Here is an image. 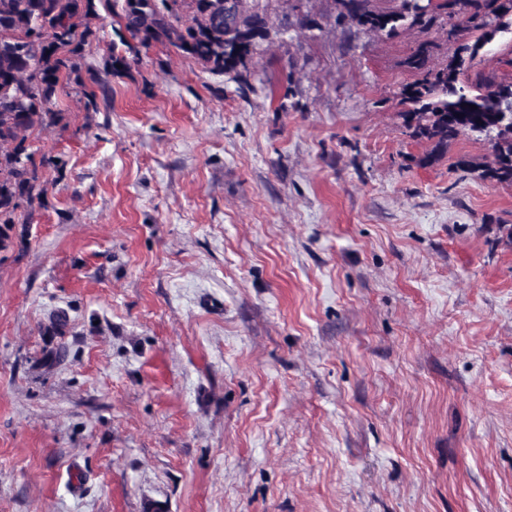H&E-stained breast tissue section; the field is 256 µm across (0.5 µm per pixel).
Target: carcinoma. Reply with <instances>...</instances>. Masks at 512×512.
Segmentation results:
<instances>
[{
  "label": "carcinoma",
  "instance_id": "obj_1",
  "mask_svg": "<svg viewBox=\"0 0 512 512\" xmlns=\"http://www.w3.org/2000/svg\"><path fill=\"white\" fill-rule=\"evenodd\" d=\"M103 0H0V252L13 245L15 225L28 223L43 204L48 182L39 169L61 168L59 157L35 159L37 131L65 129L69 120L61 97L73 93L97 110L105 91L98 72L82 69L86 47L97 37ZM275 0H113V15L125 34L105 59L110 76L131 69L138 48L160 44L192 59L213 75L240 85L261 43L288 33L273 29ZM334 23L393 38L418 29L443 30L454 39L453 54L430 65L431 45L419 43L404 64L420 78L399 89L406 134L427 145L419 163L432 165L448 155L460 134L484 137L491 159L476 166L464 156L453 167L484 180L512 185V82L478 74L458 81L486 44L512 36V0H399L383 9L377 0H332Z\"/></svg>",
  "mask_w": 512,
  "mask_h": 512
}]
</instances>
